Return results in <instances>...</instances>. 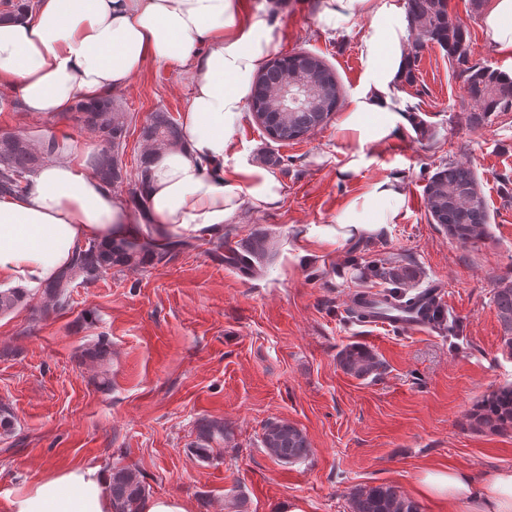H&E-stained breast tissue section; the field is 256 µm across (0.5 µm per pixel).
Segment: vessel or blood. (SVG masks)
Masks as SVG:
<instances>
[{"label":"vessel or blood","mask_w":512,"mask_h":512,"mask_svg":"<svg viewBox=\"0 0 512 512\" xmlns=\"http://www.w3.org/2000/svg\"><path fill=\"white\" fill-rule=\"evenodd\" d=\"M442 283H434L430 292L416 296L413 309L369 291L357 295L355 307L365 325L404 329L410 332L427 329L431 325V313L440 301Z\"/></svg>","instance_id":"obj_1"}]
</instances>
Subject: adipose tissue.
Here are the masks:
<instances>
[{
	"label": "adipose tissue",
	"mask_w": 512,
	"mask_h": 512,
	"mask_svg": "<svg viewBox=\"0 0 512 512\" xmlns=\"http://www.w3.org/2000/svg\"><path fill=\"white\" fill-rule=\"evenodd\" d=\"M283 0L244 10L241 0H37L33 12L0 23V88H18L25 112L72 111L121 92L151 62L189 73L178 145L159 150L140 182L139 198L153 236L142 240L129 207L63 154L34 175L27 193L0 198V288L36 293L94 240L144 241L160 251L184 237L211 238L244 214L278 207L283 186L267 167L237 149L235 131L252 80L283 40ZM325 32L361 28L362 80L342 113L353 147L343 172L365 167L369 149L408 127L407 107L393 90L408 63L409 21L393 0H317ZM495 49L512 58V0H492L482 16ZM399 179L375 182L350 201L335 223L315 225L312 238L332 242L375 233L398 215ZM99 469L73 467L50 475L10 502V512H112ZM422 490L448 512H512V469L474 482L467 471L431 468Z\"/></svg>",
	"instance_id": "ef3b65f1"
}]
</instances>
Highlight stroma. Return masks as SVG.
<instances>
[{
	"mask_svg": "<svg viewBox=\"0 0 512 512\" xmlns=\"http://www.w3.org/2000/svg\"><path fill=\"white\" fill-rule=\"evenodd\" d=\"M467 26L473 60L506 71L481 28L471 0H448ZM281 54L308 52L336 73L343 100L362 75L360 30L330 33L316 21L315 0H284ZM190 90L170 64H149L116 99L129 114L123 180L113 193L132 200L151 113L180 118ZM397 93L412 111L411 128L370 150L369 164L339 178L350 142L339 115L304 139L271 141L251 115L240 120V151L274 170L283 201L226 227L223 247L206 238L165 258L145 251L134 267H115L71 291L65 310L40 316L46 301L27 300L0 315V409L14 429L0 434V512L52 471L95 467L136 472L150 497L176 496L190 512H281L291 500L306 512H349V494L380 483L397 487L420 512H441L421 496L423 470L448 465L476 481L512 468V428L476 429L473 405L512 384V354L503 346L494 295L512 284V112L474 125L464 79L443 50H424ZM37 142L57 138L89 163L95 134L70 117H33L17 93H0V135ZM448 162L471 166L487 201L482 237L461 243L434 224L425 187ZM403 183L394 224L357 240L321 244L309 225L332 223L353 197L383 178ZM275 256L264 271L243 275L234 253L263 233ZM398 260L414 290L442 282L444 319L408 333L352 319V297L383 290L369 262ZM105 338L108 371L84 357ZM370 348L384 365L359 379L339 365L350 344ZM108 375V389L98 386ZM224 424L207 461L188 447L203 424ZM285 420L306 434L310 455L284 465L260 444L268 422Z\"/></svg>",
	"mask_w": 512,
	"mask_h": 512,
	"instance_id": "stroma-1",
	"label": "stroma"
}]
</instances>
